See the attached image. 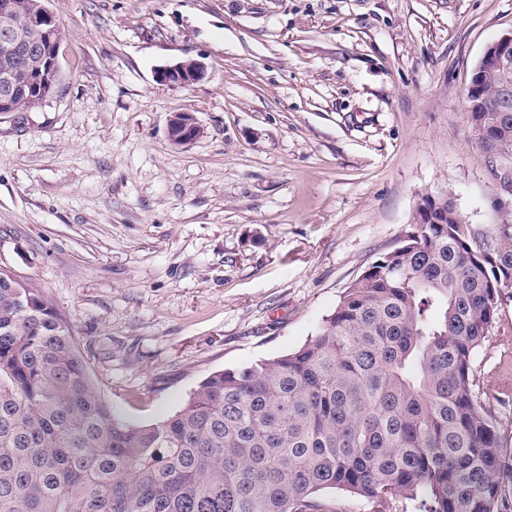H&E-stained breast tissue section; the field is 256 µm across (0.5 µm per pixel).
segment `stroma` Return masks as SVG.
Masks as SVG:
<instances>
[{"label": "stroma", "mask_w": 512, "mask_h": 512, "mask_svg": "<svg viewBox=\"0 0 512 512\" xmlns=\"http://www.w3.org/2000/svg\"><path fill=\"white\" fill-rule=\"evenodd\" d=\"M58 91L0 114V269L42 288L127 421L314 338L424 194L512 212L466 111L512 0H47ZM185 59L187 86L156 70ZM193 113L204 134L170 143ZM512 292L475 367L512 379ZM205 65L196 59L179 61L172 65H165L156 72L160 82L172 85H188L201 80L205 76ZM168 138L177 146H188L199 139L204 128L193 113L178 112L168 120Z\"/></svg>", "instance_id": "obj_1"}]
</instances>
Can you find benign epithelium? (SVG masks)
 <instances>
[{
    "label": "benign epithelium",
    "mask_w": 512,
    "mask_h": 512,
    "mask_svg": "<svg viewBox=\"0 0 512 512\" xmlns=\"http://www.w3.org/2000/svg\"><path fill=\"white\" fill-rule=\"evenodd\" d=\"M51 13L37 5L28 7L18 0H0V46L6 51L28 58L30 65L24 77L17 76L9 65L0 69V112L17 108L18 94L28 106L42 103L54 87L52 76L57 66L55 35ZM205 65L196 59L165 65L156 72L159 81L172 85H188L205 76ZM512 33L490 44L484 51L467 92V112H512ZM498 79L493 100H488L485 82ZM204 128L190 112H178L168 120V138L177 146H188L199 139Z\"/></svg>",
    "instance_id": "benign-epithelium-1"
}]
</instances>
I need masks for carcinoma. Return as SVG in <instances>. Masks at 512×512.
Segmentation results:
<instances>
[{
    "label": "carcinoma",
    "mask_w": 512,
    "mask_h": 512,
    "mask_svg": "<svg viewBox=\"0 0 512 512\" xmlns=\"http://www.w3.org/2000/svg\"><path fill=\"white\" fill-rule=\"evenodd\" d=\"M512 141L511 112H481ZM341 296L299 349L215 371L135 425L97 390L42 289L0 271V512H508L512 448L474 367L512 288V223L448 194ZM320 499L331 506H341L345 512H369L362 499L342 490H325Z\"/></svg>",
    "instance_id": "1"
}]
</instances>
